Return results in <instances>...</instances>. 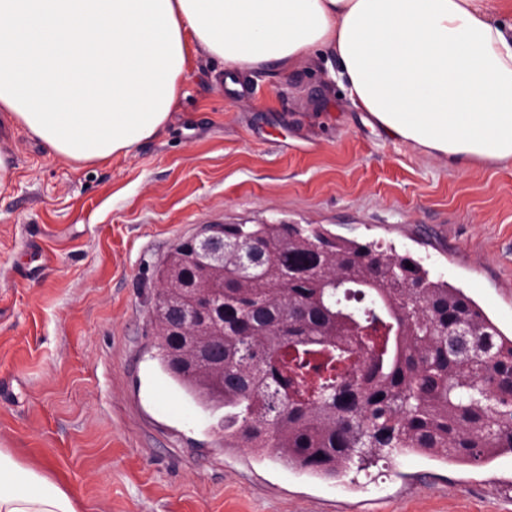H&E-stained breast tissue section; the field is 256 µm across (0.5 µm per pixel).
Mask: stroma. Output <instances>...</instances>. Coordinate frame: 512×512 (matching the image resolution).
Segmentation results:
<instances>
[{"instance_id": "1", "label": "stroma", "mask_w": 512, "mask_h": 512, "mask_svg": "<svg viewBox=\"0 0 512 512\" xmlns=\"http://www.w3.org/2000/svg\"><path fill=\"white\" fill-rule=\"evenodd\" d=\"M0 190V448L78 512H512V456L407 455L321 478L228 448L161 370L156 271L208 224L393 247L512 334V166L455 169L370 126L315 63L230 88L191 69L169 124L75 165L17 133ZM42 257L31 265L29 250Z\"/></svg>"}]
</instances>
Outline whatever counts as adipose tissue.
<instances>
[{"label": "adipose tissue", "mask_w": 512, "mask_h": 512, "mask_svg": "<svg viewBox=\"0 0 512 512\" xmlns=\"http://www.w3.org/2000/svg\"><path fill=\"white\" fill-rule=\"evenodd\" d=\"M512 0H0V189L14 131L74 164L169 120L190 62L228 78L321 61L393 139L455 167L512 164ZM0 512H78L0 448Z\"/></svg>", "instance_id": "adipose-tissue-1"}]
</instances>
